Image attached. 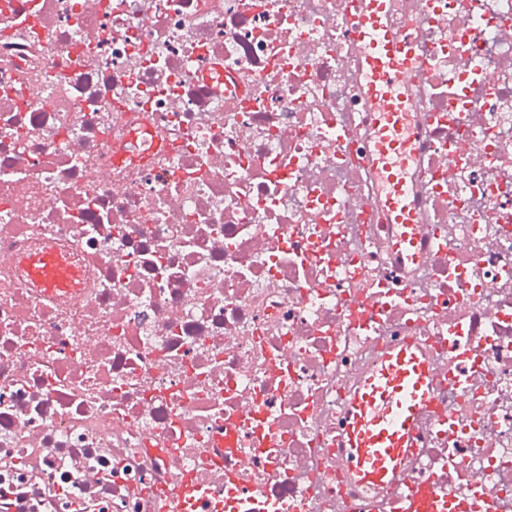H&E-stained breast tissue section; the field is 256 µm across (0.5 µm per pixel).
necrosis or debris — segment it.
<instances>
[{
	"label": "necrosis or debris",
	"instance_id": "necrosis-or-debris-1",
	"mask_svg": "<svg viewBox=\"0 0 512 512\" xmlns=\"http://www.w3.org/2000/svg\"><path fill=\"white\" fill-rule=\"evenodd\" d=\"M365 0H0V512H512V0H388L418 260L373 164ZM65 253L77 290L30 280ZM439 370L357 486L351 398ZM437 371L417 348L386 354L353 395L342 447L355 481L381 487L405 460L423 411L432 404ZM425 499L427 500L429 507L423 511H436L434 506L437 496L432 487H410L407 494L403 498V507L401 510L405 512H413L415 510L420 511V509H418V505Z\"/></svg>",
	"mask_w": 512,
	"mask_h": 512
}]
</instances>
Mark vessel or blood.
Segmentation results:
<instances>
[{
	"mask_svg": "<svg viewBox=\"0 0 512 512\" xmlns=\"http://www.w3.org/2000/svg\"><path fill=\"white\" fill-rule=\"evenodd\" d=\"M385 0H371L357 24L364 44L369 88L380 99L378 159L386 173L384 202L401 229L407 250L419 242L416 214L407 203L404 170L412 163L400 133L404 106L398 96L402 75L413 53L408 38L389 32L381 21ZM29 277L45 288H76L80 274L67 257L44 249L25 260ZM437 372L417 348L407 345L386 354L376 370L353 395L342 446L346 466L358 484L380 487L389 482L405 460L423 411L432 404Z\"/></svg>",
	"mask_w": 512,
	"mask_h": 512,
	"instance_id": "vessel-or-blood-1",
	"label": "vessel or blood"
}]
</instances>
